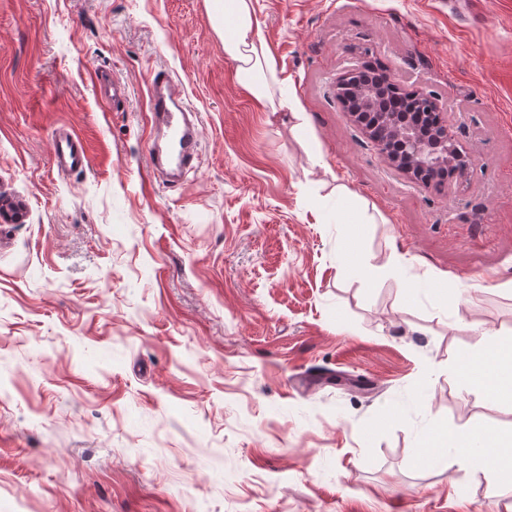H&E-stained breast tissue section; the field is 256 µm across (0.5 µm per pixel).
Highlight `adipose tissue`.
<instances>
[{"mask_svg":"<svg viewBox=\"0 0 512 512\" xmlns=\"http://www.w3.org/2000/svg\"><path fill=\"white\" fill-rule=\"evenodd\" d=\"M215 20H231L230 34L224 37V52L231 60L239 82L255 100L276 112L275 88L281 87L278 67L255 16L253 0H210ZM461 378L481 387L489 400H499L504 391L512 392V338L484 333L479 349L471 352L458 367ZM446 466L478 468L488 480L501 477L500 462L512 453V438H503L490 423L446 434Z\"/></svg>","mask_w":512,"mask_h":512,"instance_id":"adipose-tissue-1","label":"adipose tissue"}]
</instances>
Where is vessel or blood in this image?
I'll use <instances>...</instances> for the list:
<instances>
[{
  "mask_svg": "<svg viewBox=\"0 0 512 512\" xmlns=\"http://www.w3.org/2000/svg\"><path fill=\"white\" fill-rule=\"evenodd\" d=\"M102 100L120 103L126 97L123 84L107 74L96 77ZM148 108L155 137L149 147V166L158 173L178 174L192 168L200 138L197 126L189 118L190 106L165 70L153 71L148 80ZM53 158L59 169L72 170L87 166L85 145L79 137L63 132L55 137Z\"/></svg>",
  "mask_w": 512,
  "mask_h": 512,
  "instance_id": "b4317fda",
  "label": "vessel or blood"
}]
</instances>
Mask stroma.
<instances>
[{"label": "stroma", "mask_w": 512, "mask_h": 512, "mask_svg": "<svg viewBox=\"0 0 512 512\" xmlns=\"http://www.w3.org/2000/svg\"><path fill=\"white\" fill-rule=\"evenodd\" d=\"M255 9L306 133L238 82L208 0H0V512H512L430 460L436 426L512 435L456 370L512 334V0ZM355 60L446 102L466 177L387 162L336 98ZM159 68L199 119L175 186L147 168ZM96 81L99 85V94L101 101L111 105L110 97H112V107L120 103L126 98L125 85L111 79L107 73L95 74ZM52 153L59 169H82L88 165L87 150L82 140L67 131L53 139ZM460 163L455 158L448 156V162H443L437 167V169H428L421 171L422 180H427V184H432L435 188L443 186L447 181L451 182L454 178L456 179L460 175L459 169Z\"/></svg>", "instance_id": "35a3bbf8"}]
</instances>
